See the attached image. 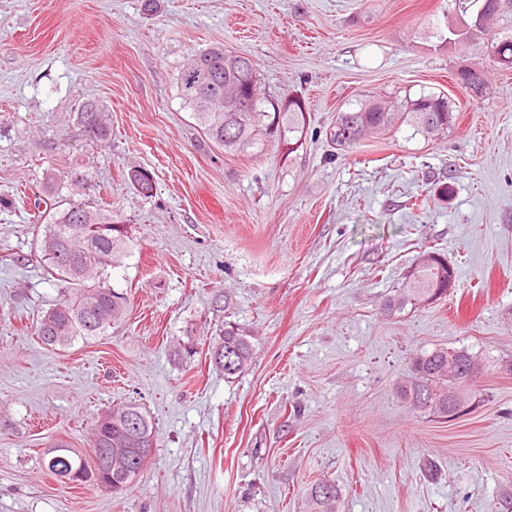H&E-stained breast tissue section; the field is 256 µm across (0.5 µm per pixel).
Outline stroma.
Segmentation results:
<instances>
[{
	"label": "stroma",
	"mask_w": 512,
	"mask_h": 512,
	"mask_svg": "<svg viewBox=\"0 0 512 512\" xmlns=\"http://www.w3.org/2000/svg\"><path fill=\"white\" fill-rule=\"evenodd\" d=\"M447 0H0V512H304L335 483L340 512H501L512 499V69L436 34ZM221 45L272 98L305 102L299 142L227 153L202 133L177 77ZM484 67L482 96L458 69ZM447 95L427 141L409 126L335 153L337 113L372 97ZM98 101L112 126L78 121ZM88 165L129 250L105 335L50 348L59 302L35 202L48 175ZM149 169L152 196L123 179ZM448 257L447 298L383 317L425 249ZM253 359L225 380L209 343L225 322ZM480 356L483 400L445 422L397 394L417 353ZM134 401L156 431L136 484L112 496L47 475L98 417ZM79 114L80 123L91 139L105 143L111 138L112 127L107 122L105 112L96 101L88 100L84 102ZM339 501L340 491L328 481L313 483L305 493L306 512H338Z\"/></svg>",
	"instance_id": "obj_1"
}]
</instances>
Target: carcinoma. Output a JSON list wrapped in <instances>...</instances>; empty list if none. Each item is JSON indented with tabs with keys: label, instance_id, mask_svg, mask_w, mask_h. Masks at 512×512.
Wrapping results in <instances>:
<instances>
[{
	"label": "carcinoma",
	"instance_id": "cac0c4a2",
	"mask_svg": "<svg viewBox=\"0 0 512 512\" xmlns=\"http://www.w3.org/2000/svg\"><path fill=\"white\" fill-rule=\"evenodd\" d=\"M484 9L485 33L470 32L474 26L471 14ZM445 27L449 36L444 43L460 44L479 38L486 40L490 61L512 68V0H448ZM464 91L482 93L485 82L482 70L473 68L470 76L457 75ZM179 93L183 104L206 137L226 152L241 151L255 143L264 130L301 133L306 125L304 101L292 94L263 107L254 64L247 57L224 53V47L212 46L191 54L181 65ZM454 116L448 98L433 92L417 98L385 102L368 100L336 117L330 139L337 149L345 150L370 134H378L394 126L406 124L413 134L425 139L435 137L452 125ZM80 123L87 135L101 143L112 136L105 112L94 100L82 104ZM131 187L143 196L153 194L155 180L151 171L132 167L126 173ZM91 180L84 164L73 168L64 180L48 177L46 190L61 195L63 188L87 192ZM46 232L42 248L45 271L56 282L66 285L68 294L42 313L34 332L41 342L52 348H65L77 339L88 341L102 335L112 322L122 318L126 309L123 294L107 284V270L120 263L128 245V225L119 223L112 210L90 209L79 200L61 202L50 198L39 211ZM448 294V259L437 254L432 262L417 261L405 276L403 287L389 296L381 314L392 317L407 307L417 309ZM463 363L464 371H448V355ZM253 357L249 336L230 321L215 339L210 361L232 380L243 373ZM466 349L439 347L417 355L412 362L410 379L399 386V396L413 409L437 418L458 420L471 414L481 402V393L469 383L479 364ZM454 394L465 410L458 413L448 408V394ZM141 421L144 443L133 440L127 427V416ZM155 438L151 420L132 403L116 404L99 416L91 429L88 446L99 449L89 459L72 448H53L43 468L62 482L75 483L77 471L89 473L104 469L112 477V493L121 494L137 481ZM340 491L328 481L313 483L305 493L306 512H338Z\"/></svg>",
	"mask_w": 512,
	"mask_h": 512
}]
</instances>
